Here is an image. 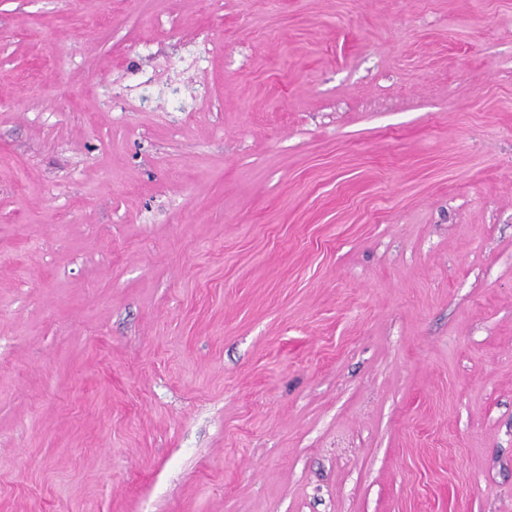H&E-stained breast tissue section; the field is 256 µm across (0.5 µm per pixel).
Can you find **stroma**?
<instances>
[{"label":"stroma","instance_id":"obj_1","mask_svg":"<svg viewBox=\"0 0 512 512\" xmlns=\"http://www.w3.org/2000/svg\"><path fill=\"white\" fill-rule=\"evenodd\" d=\"M0 512H512V0H0Z\"/></svg>","mask_w":512,"mask_h":512}]
</instances>
